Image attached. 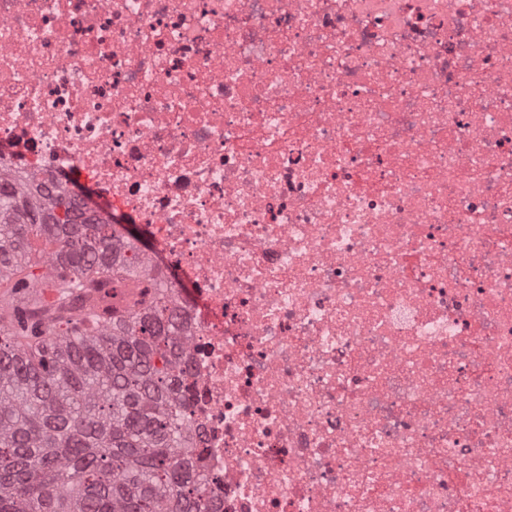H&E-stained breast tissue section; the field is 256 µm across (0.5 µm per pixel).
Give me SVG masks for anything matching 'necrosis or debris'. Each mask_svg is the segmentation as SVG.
<instances>
[{"instance_id": "4bbe7bcc", "label": "necrosis or debris", "mask_w": 512, "mask_h": 512, "mask_svg": "<svg viewBox=\"0 0 512 512\" xmlns=\"http://www.w3.org/2000/svg\"><path fill=\"white\" fill-rule=\"evenodd\" d=\"M155 243L209 512H512V0H0V166Z\"/></svg>"}]
</instances>
